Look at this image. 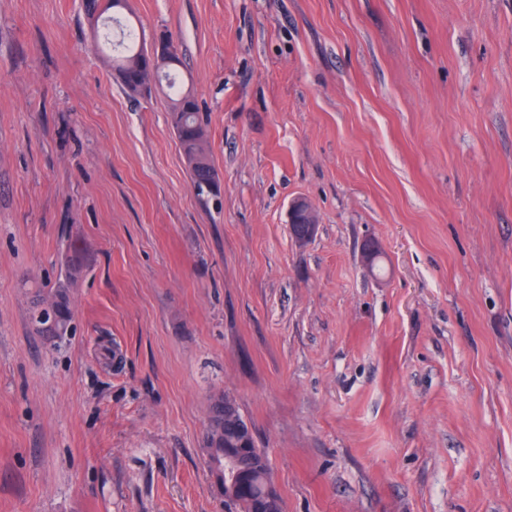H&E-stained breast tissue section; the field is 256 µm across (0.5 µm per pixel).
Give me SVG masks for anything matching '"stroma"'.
<instances>
[{"mask_svg": "<svg viewBox=\"0 0 512 512\" xmlns=\"http://www.w3.org/2000/svg\"><path fill=\"white\" fill-rule=\"evenodd\" d=\"M123 14L176 45L222 194L83 0H0V512H224L222 394L284 512H512V0ZM296 222H302V225H304L306 228L302 241L305 242L309 240L315 233L317 222L315 218V212L312 210V208H310L309 204L306 200H304V198L296 199L290 206L288 213V223L292 225ZM291 225L290 227L292 229ZM294 225H299V223ZM80 274V266L78 264H72L68 275L64 281L58 280L55 287L50 293L41 298L37 295L33 301V314L32 322L33 325L37 323L47 324L50 322L49 327L45 330L43 336L49 339L62 340L66 336H71L74 332L72 326V311H71V299H70V288L74 281ZM38 304H48L52 313V321L49 319L40 321L38 316L42 311H46L43 307L40 309Z\"/></svg>", "mask_w": 512, "mask_h": 512, "instance_id": "obj_1", "label": "stroma"}]
</instances>
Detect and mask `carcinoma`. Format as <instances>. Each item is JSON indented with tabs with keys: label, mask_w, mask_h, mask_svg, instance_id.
Returning a JSON list of instances; mask_svg holds the SVG:
<instances>
[{
	"label": "carcinoma",
	"mask_w": 512,
	"mask_h": 512,
	"mask_svg": "<svg viewBox=\"0 0 512 512\" xmlns=\"http://www.w3.org/2000/svg\"><path fill=\"white\" fill-rule=\"evenodd\" d=\"M112 70L117 73L123 89L131 96L151 92V86L142 87L134 81L141 58L148 48L143 39L136 36L130 27L120 33L112 44ZM167 87L172 94L170 123L178 140L182 154L194 161L189 169L194 187L206 193L205 185L219 181L211 155L206 145V131L196 98L191 92L181 89L173 78H168ZM80 274V266L73 264L66 279L57 281L45 296H36L33 301L32 322L39 323L42 312L39 305H48L52 321L44 337L62 340L74 332L70 288ZM207 458L218 466L210 468L220 495L229 512H283L280 495L274 487L269 472L268 458L258 448L253 433L247 428L234 401L227 396L214 398L209 416V428L205 439ZM231 460L235 471L243 473L241 484L231 487L224 482V462Z\"/></svg>",
	"instance_id": "obj_1"
}]
</instances>
